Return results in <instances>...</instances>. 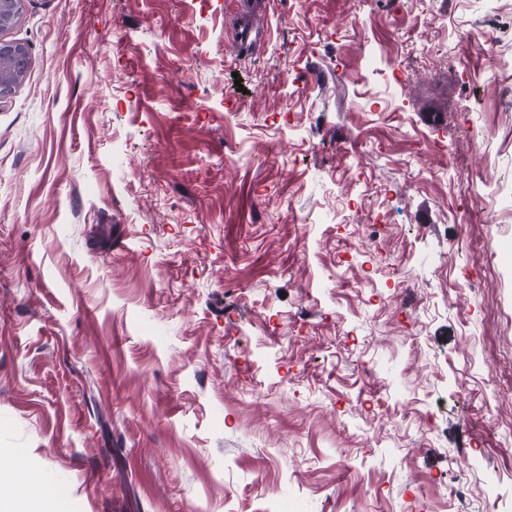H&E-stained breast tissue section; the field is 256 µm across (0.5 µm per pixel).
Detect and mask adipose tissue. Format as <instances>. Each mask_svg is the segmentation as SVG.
Returning <instances> with one entry per match:
<instances>
[{
	"label": "adipose tissue",
	"mask_w": 512,
	"mask_h": 512,
	"mask_svg": "<svg viewBox=\"0 0 512 512\" xmlns=\"http://www.w3.org/2000/svg\"><path fill=\"white\" fill-rule=\"evenodd\" d=\"M0 512H67V500L43 497L35 472L14 455L0 469Z\"/></svg>",
	"instance_id": "ef3b65f1"
}]
</instances>
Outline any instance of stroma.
<instances>
[{
    "instance_id": "obj_1",
    "label": "stroma",
    "mask_w": 512,
    "mask_h": 512,
    "mask_svg": "<svg viewBox=\"0 0 512 512\" xmlns=\"http://www.w3.org/2000/svg\"><path fill=\"white\" fill-rule=\"evenodd\" d=\"M25 0L0 454L69 512H512V0Z\"/></svg>"
}]
</instances>
